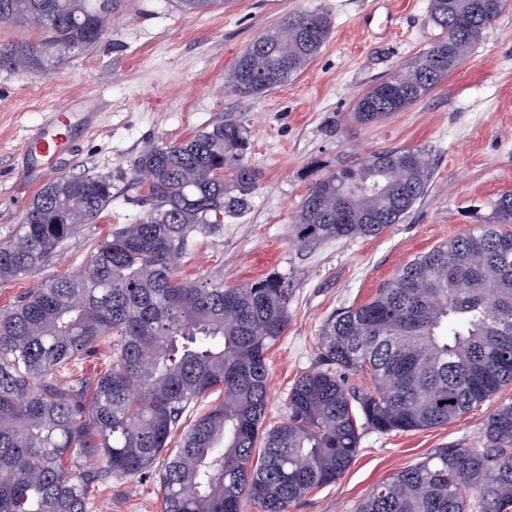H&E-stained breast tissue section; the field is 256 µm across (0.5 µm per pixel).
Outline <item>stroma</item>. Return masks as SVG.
I'll list each match as a JSON object with an SVG mask.
<instances>
[{
    "label": "stroma",
    "instance_id": "35a3bbf8",
    "mask_svg": "<svg viewBox=\"0 0 512 512\" xmlns=\"http://www.w3.org/2000/svg\"><path fill=\"white\" fill-rule=\"evenodd\" d=\"M320 10L331 35L296 78L259 98L229 93L225 75L257 36L292 13ZM441 30L430 0H229L187 13L174 0H126L94 47L62 54L47 69L0 70V241L17 230L28 199L19 185L39 179L41 162L23 143L53 110L95 114L93 131L75 128L56 176L98 171L112 177V204L23 279L0 285V308L33 285L75 274L96 244L139 217L135 158L234 118L244 123L249 160L261 172L251 206L197 237L180 277L227 286L268 274L291 290L287 330L267 353L265 423L287 416L294 382L319 366L320 330L340 309L367 302L416 256L491 223L493 204L512 190V0L479 45L434 91L371 125L353 122L356 100L406 66ZM419 147L429 158L428 191L401 223L379 235L294 242V220L311 183L328 169L371 152ZM512 403V384L454 421L410 432H363L359 452L335 483L312 490L288 512H354L378 483L435 449L479 445L482 425ZM93 512H162L157 472L95 487Z\"/></svg>",
    "mask_w": 512,
    "mask_h": 512
}]
</instances>
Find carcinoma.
I'll return each mask as SVG.
<instances>
[{"mask_svg":"<svg viewBox=\"0 0 512 512\" xmlns=\"http://www.w3.org/2000/svg\"><path fill=\"white\" fill-rule=\"evenodd\" d=\"M125 0H0V22L39 19L42 39L0 47V68L42 70L48 51L98 43ZM502 0H430L448 37L371 85L351 119L377 123L444 82L501 14ZM223 0H178L204 12ZM319 11L288 16L235 59L227 88L258 98L298 76L330 38ZM248 130L226 119L134 160L148 171L134 224L112 231L75 274L53 277L0 308V512H92L91 489L159 469L163 512H288L340 479L362 431L445 425L512 382V191L495 223L404 265L368 302L332 315L322 367L287 395L288 419L267 427L268 349L288 326L290 291L269 274L249 284L176 273L198 234L249 208L260 170ZM421 148L374 151L311 183L296 216L299 247L376 236L424 196ZM112 203V177L87 172L44 185L16 233L0 241V283L46 260ZM112 345L94 376L61 383L72 362ZM370 377L356 391L337 370ZM218 394L192 423L200 402ZM181 432L179 447L170 441ZM512 405L495 409L479 448H439L377 484L356 512H509Z\"/></svg>","mask_w":512,"mask_h":512,"instance_id":"obj_1","label":"carcinoma"}]
</instances>
